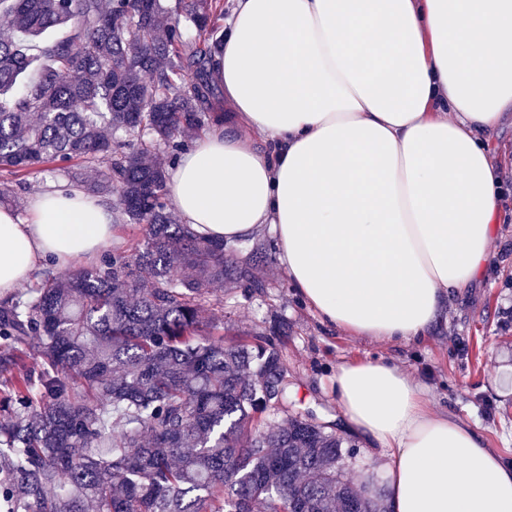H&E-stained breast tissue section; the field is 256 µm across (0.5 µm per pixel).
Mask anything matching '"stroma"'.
Segmentation results:
<instances>
[{
	"label": "stroma",
	"instance_id": "35a3bbf8",
	"mask_svg": "<svg viewBox=\"0 0 512 512\" xmlns=\"http://www.w3.org/2000/svg\"><path fill=\"white\" fill-rule=\"evenodd\" d=\"M494 258L484 278L453 293L420 341L387 344L322 326L289 287L271 246H264L255 272L265 288L224 287L213 299L224 304L226 335L270 334L287 324L276 345L288 369L299 409L332 423L354 447L349 473L356 486L378 490L386 458L356 432L336 401L333 378L341 363L390 359L424 386L433 408L477 429L485 447L512 462V222L499 221Z\"/></svg>",
	"mask_w": 512,
	"mask_h": 512
}]
</instances>
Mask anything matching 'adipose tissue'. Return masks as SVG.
<instances>
[{
  "label": "adipose tissue",
  "instance_id": "1",
  "mask_svg": "<svg viewBox=\"0 0 512 512\" xmlns=\"http://www.w3.org/2000/svg\"><path fill=\"white\" fill-rule=\"evenodd\" d=\"M211 76L224 119L166 183L196 234L268 238L323 325L386 343L484 277L497 177L479 134L512 110V0H234ZM114 221L65 183L26 217L0 208V295L93 258ZM334 386L388 451L390 512H512V463L398 365L345 362Z\"/></svg>",
  "mask_w": 512,
  "mask_h": 512
}]
</instances>
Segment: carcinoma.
I'll use <instances>...</instances> for the list:
<instances>
[{
	"label": "carcinoma",
	"mask_w": 512,
	"mask_h": 512,
	"mask_svg": "<svg viewBox=\"0 0 512 512\" xmlns=\"http://www.w3.org/2000/svg\"><path fill=\"white\" fill-rule=\"evenodd\" d=\"M211 0H0V169L116 194L114 253L0 299V512H385L332 425L292 409L268 336L224 342L251 257L171 223L166 171L223 110ZM194 22L190 37L163 14ZM196 77L185 82L183 72ZM107 161L95 183L70 163ZM268 409L286 423L263 425Z\"/></svg>",
	"instance_id": "obj_1"
}]
</instances>
